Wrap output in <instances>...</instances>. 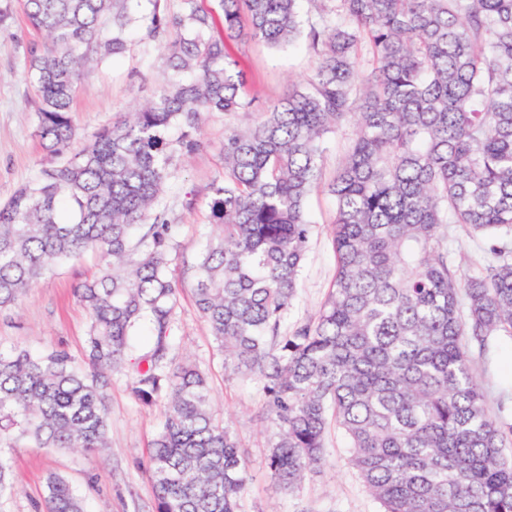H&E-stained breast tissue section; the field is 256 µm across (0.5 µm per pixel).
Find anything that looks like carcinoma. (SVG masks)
Returning a JSON list of instances; mask_svg holds the SVG:
<instances>
[{"instance_id": "carcinoma-1", "label": "carcinoma", "mask_w": 512, "mask_h": 512, "mask_svg": "<svg viewBox=\"0 0 512 512\" xmlns=\"http://www.w3.org/2000/svg\"><path fill=\"white\" fill-rule=\"evenodd\" d=\"M133 2L21 0L44 35L22 52L46 161L0 204V310L88 252L99 275L74 289L90 315L84 366L63 349L0 352V444L105 451L109 373L123 370L136 401L165 406L148 457L155 512H241L251 473L236 436L207 375L171 356L181 286L167 197L204 117L250 111L229 42L291 43L301 0H219L218 35L199 0L172 12L155 0L137 18ZM311 2L313 74L225 135L208 201L221 233L185 271L195 306L224 375L263 385L280 489L323 466L334 427L379 512H512V392L492 412L475 368L512 336V0ZM136 21L178 79L76 149V83L125 53ZM348 125L325 186L335 275L318 315L290 329L315 230L307 202L329 135ZM454 224L487 244L472 275L448 250ZM11 470L0 453V497L16 491ZM46 488L36 512H86L62 476Z\"/></svg>"}]
</instances>
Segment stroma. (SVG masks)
Here are the masks:
<instances>
[{
    "instance_id": "obj_1",
    "label": "stroma",
    "mask_w": 512,
    "mask_h": 512,
    "mask_svg": "<svg viewBox=\"0 0 512 512\" xmlns=\"http://www.w3.org/2000/svg\"><path fill=\"white\" fill-rule=\"evenodd\" d=\"M33 38L22 21L0 29V201L32 181L43 159L35 134V89L22 61V45ZM231 55L247 74L246 98L253 112L264 111L288 89L289 83L308 78L317 54L307 40L272 48L259 42L238 41ZM171 73L162 48L132 35L125 54L85 73L73 101V119L79 144L112 125L135 105L167 84ZM244 115H207L200 131L201 148L180 161L173 180L176 196L169 219L176 224V259L170 267L175 280L185 276V263L194 261L207 238L217 233L207 221L208 191L224 175V137L243 124ZM196 198L194 209L183 208L184 194ZM308 211L318 227L301 273V288L288 317L296 323L313 317L329 291L335 271L332 249L334 205L324 192L313 193ZM98 271L94 255L56 267L23 297L18 306L0 311V352L19 348H60L81 360L86 343L88 314L74 297L76 285ZM175 360L190 358L209 377L212 409L228 423L247 457L254 478L242 497L243 512H378L349 464V454L338 433H330L326 464L309 474L293 492L279 490L265 466L273 426L262 412L258 381L228 378L224 360L213 348L205 320L197 311L191 290H184L176 308L172 331ZM488 400L512 388V336L496 340L495 356L485 366ZM109 448L102 453L67 448H12V471L18 492L0 499V512H33L46 494L45 477L54 471L68 479L84 500L87 512H152L153 485L147 469L150 444L164 418L163 406L146 408L127 391L123 374L112 376L109 390Z\"/></svg>"
}]
</instances>
